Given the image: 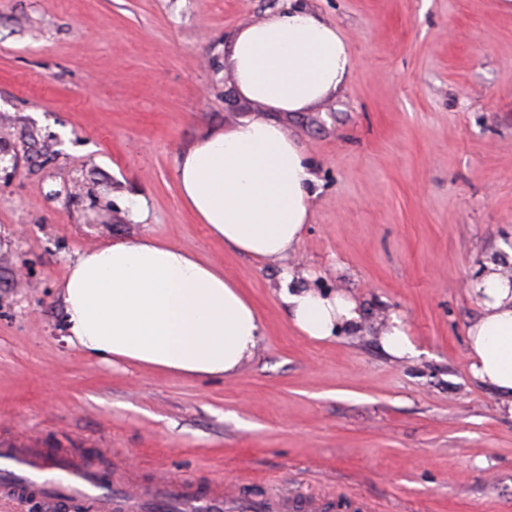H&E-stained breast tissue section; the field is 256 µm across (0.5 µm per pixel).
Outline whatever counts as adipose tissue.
Returning a JSON list of instances; mask_svg holds the SVG:
<instances>
[{"label":"adipose tissue","instance_id":"ef3b65f1","mask_svg":"<svg viewBox=\"0 0 512 512\" xmlns=\"http://www.w3.org/2000/svg\"><path fill=\"white\" fill-rule=\"evenodd\" d=\"M226 65L240 96L273 112H302L336 95L355 61L336 25L297 7L242 26ZM181 197L211 237L265 262L294 255L310 218L312 167L284 127L258 114L198 137L176 170ZM279 293L313 340L358 330L355 300L294 285ZM481 316L468 330L474 379L512 415V282L487 264L475 285ZM65 340L88 357L194 377H230L263 334L250 300L217 265L151 238L78 254L59 285Z\"/></svg>","mask_w":512,"mask_h":512}]
</instances>
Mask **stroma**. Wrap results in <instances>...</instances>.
Returning a JSON list of instances; mask_svg holds the SVG:
<instances>
[{"mask_svg": "<svg viewBox=\"0 0 512 512\" xmlns=\"http://www.w3.org/2000/svg\"><path fill=\"white\" fill-rule=\"evenodd\" d=\"M300 4L350 40L336 96L273 118L315 177L296 255L211 238L176 168L261 104L224 53ZM149 237L223 269L263 335L235 376L86 357L58 285L79 251ZM512 247V12L501 0H0V446L80 460L129 493L169 477L326 500L325 512H512V416L470 373L473 293ZM356 300L359 331L315 341L278 292ZM398 315L418 350L380 330ZM381 336L382 346L391 356L403 359L418 354V351L406 332L403 321L395 315L392 316L388 327Z\"/></svg>", "mask_w": 512, "mask_h": 512, "instance_id": "1", "label": "stroma"}]
</instances>
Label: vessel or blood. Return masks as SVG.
I'll list each match as a JSON object with an SVG mask.
<instances>
[{
  "label": "vessel or blood",
  "instance_id": "b4317fda",
  "mask_svg": "<svg viewBox=\"0 0 512 512\" xmlns=\"http://www.w3.org/2000/svg\"><path fill=\"white\" fill-rule=\"evenodd\" d=\"M39 491L49 512H58L71 499L85 512H138L140 497L114 500L112 493L76 460L42 457L32 448H0V497L21 498ZM152 498L160 512H320L317 503H298L289 495L253 502L238 494L216 492L204 497L192 488L172 493L168 480H159Z\"/></svg>",
  "mask_w": 512,
  "mask_h": 512
}]
</instances>
